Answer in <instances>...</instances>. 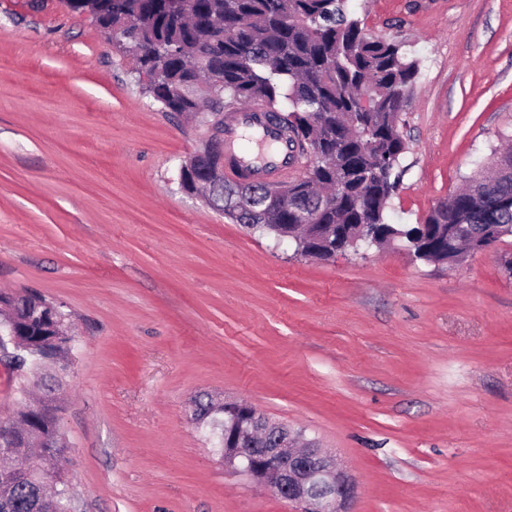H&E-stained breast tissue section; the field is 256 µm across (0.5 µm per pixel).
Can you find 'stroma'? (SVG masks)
<instances>
[{
    "mask_svg": "<svg viewBox=\"0 0 512 512\" xmlns=\"http://www.w3.org/2000/svg\"><path fill=\"white\" fill-rule=\"evenodd\" d=\"M418 64L389 211L424 223L512 144V0H348ZM62 0H0V291L64 313L75 512H300L224 468L195 396L245 400L357 483L352 512H512V274L399 245L329 261L179 186L202 127Z\"/></svg>",
    "mask_w": 512,
    "mask_h": 512,
    "instance_id": "stroma-1",
    "label": "stroma"
}]
</instances>
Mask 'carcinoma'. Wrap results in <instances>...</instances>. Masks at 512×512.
I'll return each mask as SVG.
<instances>
[{
    "label": "carcinoma",
    "mask_w": 512,
    "mask_h": 512,
    "mask_svg": "<svg viewBox=\"0 0 512 512\" xmlns=\"http://www.w3.org/2000/svg\"><path fill=\"white\" fill-rule=\"evenodd\" d=\"M347 0H115L112 19L95 23L112 31L119 50L133 61L143 94L173 119L199 107L198 94L223 76L224 86L209 94L203 118L224 126V112L262 102L296 137L302 154L308 138L322 153L338 156L339 166L319 163L304 178L288 184L285 211L277 215L271 199L280 187L209 180L199 164L181 188L208 187V204L262 237L281 239L289 231L314 247L326 230L347 229L356 248L398 240L416 259L438 263L442 256L425 249L417 227L387 221V208L404 168L407 144L399 130L417 62L394 41L371 37L346 8ZM366 106H361V101ZM496 173H474L468 185L439 202L426 219L443 230L469 227L470 241L485 231L512 236V152L496 157ZM0 317L28 345L63 360L67 333L62 314L41 296L0 292ZM13 369L31 371L32 385L44 390L38 408L27 405L0 421V431L18 439L0 450V512H59L62 501L47 492L52 482L68 490L61 472L49 473L44 461L67 448L57 432L61 407L54 400L59 383L40 365L16 357ZM243 420L201 399L194 419L207 439L230 436Z\"/></svg>",
    "instance_id": "obj_1"
}]
</instances>
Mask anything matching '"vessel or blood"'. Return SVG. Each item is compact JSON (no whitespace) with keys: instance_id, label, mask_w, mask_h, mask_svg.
Segmentation results:
<instances>
[{"instance_id":"b4317fda","label":"vessel or blood","mask_w":512,"mask_h":512,"mask_svg":"<svg viewBox=\"0 0 512 512\" xmlns=\"http://www.w3.org/2000/svg\"><path fill=\"white\" fill-rule=\"evenodd\" d=\"M298 166L291 145L268 123L261 105H241L225 113V179L276 184L287 181Z\"/></svg>"}]
</instances>
